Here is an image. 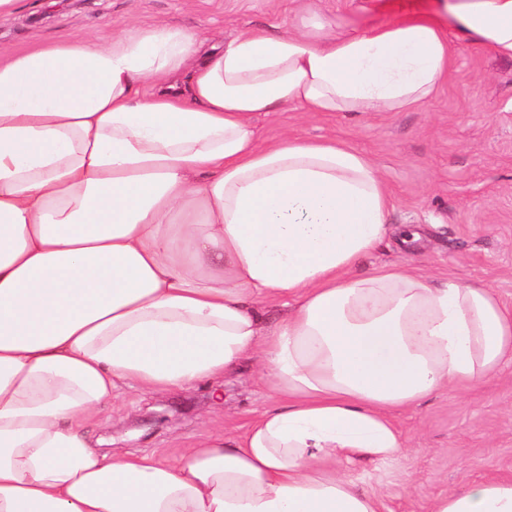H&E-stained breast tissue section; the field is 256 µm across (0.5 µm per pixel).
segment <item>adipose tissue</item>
Instances as JSON below:
<instances>
[{"instance_id":"obj_1","label":"adipose tissue","mask_w":512,"mask_h":512,"mask_svg":"<svg viewBox=\"0 0 512 512\" xmlns=\"http://www.w3.org/2000/svg\"><path fill=\"white\" fill-rule=\"evenodd\" d=\"M461 41L512 59V0L357 32L301 0L277 34L133 23L0 53V512H384L336 461L396 458L395 411L512 360V306L403 265L357 274L391 232L377 166L336 140L260 144L253 119L421 108ZM248 359L279 405L178 463L86 431L123 387ZM431 512H512V476Z\"/></svg>"}]
</instances>
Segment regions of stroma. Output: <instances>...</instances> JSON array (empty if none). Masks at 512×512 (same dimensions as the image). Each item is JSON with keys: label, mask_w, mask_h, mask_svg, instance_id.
<instances>
[{"label": "stroma", "mask_w": 512, "mask_h": 512, "mask_svg": "<svg viewBox=\"0 0 512 512\" xmlns=\"http://www.w3.org/2000/svg\"><path fill=\"white\" fill-rule=\"evenodd\" d=\"M0 18V48L23 52L55 39L110 41L129 23L173 25L232 37L247 26L287 21L295 0H29ZM420 0H321L339 26L362 29ZM261 141L284 136L341 140L378 166L394 200L388 238L359 273L416 267L445 281L479 280L512 304V60L460 44L451 75L425 107L308 117L287 109L258 115ZM418 226L405 245L400 231ZM276 402L254 364L189 388L124 389L87 424L115 448L180 459L200 434L233 435ZM405 443L378 464L337 462L364 489L384 495L385 512H430L441 495L492 476L512 475V364L465 392L445 390L394 414Z\"/></svg>", "instance_id": "35a3bbf8"}]
</instances>
